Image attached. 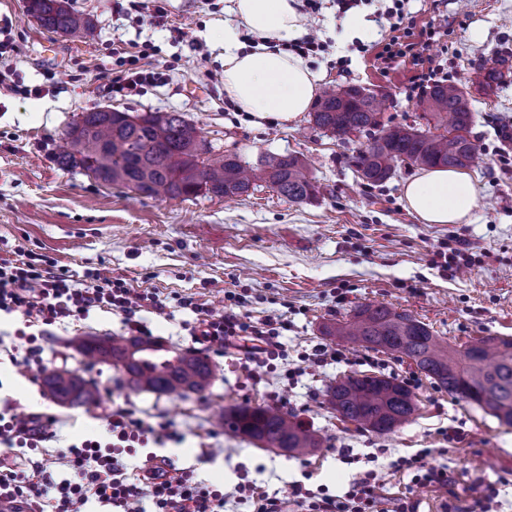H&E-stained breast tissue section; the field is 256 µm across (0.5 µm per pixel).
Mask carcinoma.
I'll return each instance as SVG.
<instances>
[{"mask_svg":"<svg viewBox=\"0 0 512 512\" xmlns=\"http://www.w3.org/2000/svg\"><path fill=\"white\" fill-rule=\"evenodd\" d=\"M28 11L40 26L54 33L90 37L92 21L73 12L68 0H29ZM503 79L497 67H479L469 79L477 92H486ZM471 92L457 84L434 86L416 108L427 129L381 128V100L359 97L355 89L330 90L311 113L315 127L340 138L381 129L356 162L362 180L383 182L394 163L409 166H470L476 147L470 139ZM69 149L58 156L61 166L81 169L95 179L130 188L147 196L186 199L199 194L238 197L259 180L293 203L319 193L305 162L294 155L272 154L248 174L234 154H215L198 129L179 112L131 115L96 109L82 113L66 132ZM325 335L411 359L439 388L493 415L512 427V338L482 336L457 350L437 342L430 327L405 311L387 305L357 308L345 322L325 327ZM72 348L84 358L111 364L127 385L140 392L188 398L212 385L216 370L197 351L168 355L156 341L138 336H75ZM43 391L63 406L89 408L97 404V388L83 376L56 371L43 377ZM326 402L345 421L379 435L413 421L415 395L392 376L350 375L327 386ZM228 430L264 449L288 456L310 455L322 439L297 416L277 406H231L220 416Z\"/></svg>","mask_w":512,"mask_h":512,"instance_id":"1","label":"carcinoma"}]
</instances>
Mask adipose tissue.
Segmentation results:
<instances>
[{
	"label": "adipose tissue",
	"instance_id": "obj_1",
	"mask_svg": "<svg viewBox=\"0 0 512 512\" xmlns=\"http://www.w3.org/2000/svg\"><path fill=\"white\" fill-rule=\"evenodd\" d=\"M224 22V96L250 124L293 122L307 112L323 79L288 51L304 30L299 0H230ZM408 209L426 224L470 223L478 205L468 174L425 170L403 186Z\"/></svg>",
	"mask_w": 512,
	"mask_h": 512
}]
</instances>
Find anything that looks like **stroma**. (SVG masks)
Segmentation results:
<instances>
[{"label": "stroma", "instance_id": "1", "mask_svg": "<svg viewBox=\"0 0 512 512\" xmlns=\"http://www.w3.org/2000/svg\"><path fill=\"white\" fill-rule=\"evenodd\" d=\"M71 4L93 21L91 39L46 31L30 16L27 0H0V18L12 26L20 81L46 88L37 98L0 97V257L32 251L54 259L78 280L98 271L156 292L169 315L148 316L154 340L172 351H202L216 365L217 377L209 391L187 400L132 390L115 367L88 363L66 346L77 334L123 335L120 315L94 310L87 319L51 327L39 366L0 359V411L56 415L57 433L68 443L106 439L112 406L133 407L137 417L168 421L183 434V442L155 448L176 468L223 485L228 493L248 477L282 499L286 512H297L288 500L292 482L340 495L352 478L370 469V453H378L385 465L431 448L434 464L448 470L447 488L416 484L398 472L389 476L385 498L404 499L413 512H469L492 485L502 512H512V429L425 377L413 389L419 410L411 424L387 435L356 429L325 402L329 382L384 368L406 376L416 367L407 358L374 354L323 333L325 325L348 318L357 306L386 304L412 314L451 346L479 336H512V172L502 169L504 159H512V0H447L440 8L431 0L409 2L415 27L431 24L443 31L431 51L445 53L450 81H465L483 64L507 71L491 91L472 96L471 138L481 150L467 170L478 195L468 224H425L411 213L403 185L414 170L406 164H398L383 184L363 182L355 162L369 135L341 139L315 129L306 114L292 123H242L224 97L226 0H167L170 26L182 30L178 38L169 29L139 23L128 0ZM383 8L382 0H366L358 13L369 24L367 34L347 35L334 0H321L311 23L325 49L309 62L324 68L328 88L378 90L386 99L385 125L419 128L423 121L405 93L411 65L384 72L375 63ZM118 38L151 41L158 61L172 65L164 82L141 96L112 95L111 49ZM199 42L209 54L197 61L193 47ZM180 58L189 59V67L177 66ZM98 107L133 115L182 113L215 150L237 154L247 166L268 154L305 158L320 192L303 203L288 202L263 185L233 199L202 194L159 200L63 168L58 152L68 126ZM453 247L467 249L473 263L457 270L436 267L434 253ZM228 291L246 295L253 318L287 319L281 341L289 363L317 344L342 350L343 360L307 370L292 384L274 368L253 378L238 356L217 345H198L186 328L194 315L177 303L193 293L220 311ZM62 368L97 386L99 408H66L44 394L42 372ZM270 402L323 436L322 448L307 457H287L214 421L219 409ZM449 427L459 429L457 439H443L441 432ZM342 448L351 449L354 463L341 462Z\"/></svg>", "mask_w": 512, "mask_h": 512}]
</instances>
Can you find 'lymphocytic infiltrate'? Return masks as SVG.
<instances>
[{
  "label": "lymphocytic infiltrate",
  "instance_id": "f902f5d3",
  "mask_svg": "<svg viewBox=\"0 0 512 512\" xmlns=\"http://www.w3.org/2000/svg\"><path fill=\"white\" fill-rule=\"evenodd\" d=\"M392 2L388 15L396 20V33L382 40L376 60L384 70L410 63L416 75L407 94L417 97L449 79L444 65L428 52L440 40L441 33L428 27L422 30L418 44L407 43L404 36L412 27L405 22V0ZM156 52L149 41L133 49L124 41H114L113 93L140 96L147 87L162 82L164 74L154 61ZM224 299L226 305L220 312L192 295L179 297L178 304L194 314L205 341L227 347L244 343L245 360L256 368L287 359L288 350L279 340L286 327L280 316L268 315L255 321L243 313L240 294L228 291ZM95 308L120 314L124 328L140 336L150 333L147 315L166 313V305L157 293L130 288L123 279L91 272L82 283L71 279L68 270L43 255L0 257V313L21 315L23 326L16 334L27 344L28 362L38 361L42 352L44 336L39 332L40 326L68 318L81 319ZM56 424V417L40 413L25 418L0 414L1 446L43 452L41 459L27 468L0 460V502L21 505L23 512H82L92 501L111 505L118 512H224L223 487L195 480L192 473L174 468L168 457L149 455L142 473L130 472L125 455L134 454L136 447L146 446L149 441L159 442L170 436V423L153 425L135 418L129 407L118 406L108 418L109 442L85 440L52 452L43 451V444L54 436ZM431 454V449L422 448L390 465L366 470L340 496L322 488L308 489L299 482L292 485L291 495L302 512H380L379 490L389 472H408L413 481L447 487L448 472L430 463ZM58 465L66 467L70 476L56 486H48L47 478Z\"/></svg>",
  "mask_w": 512,
  "mask_h": 512
}]
</instances>
